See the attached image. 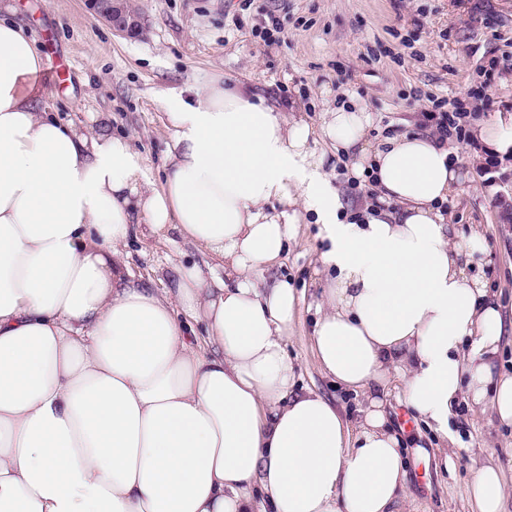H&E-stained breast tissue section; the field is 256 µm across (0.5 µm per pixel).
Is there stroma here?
Masks as SVG:
<instances>
[{
  "label": "stroma",
  "instance_id": "stroma-1",
  "mask_svg": "<svg viewBox=\"0 0 512 512\" xmlns=\"http://www.w3.org/2000/svg\"><path fill=\"white\" fill-rule=\"evenodd\" d=\"M13 3L17 21L59 67L56 82L43 84L44 107L65 121L96 118L130 135L153 175L166 150V94L213 80L243 83L313 125L346 91L368 104L378 138L422 129L434 98L467 99L474 122L512 119V0H134L145 23L134 39L113 34L86 0ZM272 16L282 31L268 44L256 32ZM475 87L480 97L468 98ZM451 147L464 182L448 198V221L463 231L483 229L494 259L489 287L511 307L512 163L471 138ZM323 247L318 225H300L280 269L303 295L288 351L298 362V388L336 402L353 419L367 408L365 397L321 374L308 341ZM126 250L134 277L160 288L172 264L201 258L180 239L148 237L140 224ZM385 406L402 441L416 512H471L469 486L486 460L512 475V429L489 416L460 407L450 423L458 446L445 452L440 436L407 407L399 383H390Z\"/></svg>",
  "mask_w": 512,
  "mask_h": 512
}]
</instances>
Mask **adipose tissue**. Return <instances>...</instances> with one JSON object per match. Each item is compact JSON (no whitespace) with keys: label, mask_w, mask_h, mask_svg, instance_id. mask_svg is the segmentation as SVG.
I'll list each match as a JSON object with an SVG mask.
<instances>
[{"label":"adipose tissue","mask_w":512,"mask_h":512,"mask_svg":"<svg viewBox=\"0 0 512 512\" xmlns=\"http://www.w3.org/2000/svg\"><path fill=\"white\" fill-rule=\"evenodd\" d=\"M45 63L0 0V512H402L393 379L440 433L463 403L512 427V374L494 371L512 317L467 271L493 263L482 236L446 222L447 146L370 140L365 103L337 100L321 132L378 191L352 208L309 125L213 83L169 96L157 183L128 136L42 108ZM309 218L326 243L311 347L337 386L372 390L354 422L297 391L299 300L270 276ZM136 221L212 265L163 290L129 275ZM470 498L505 512L512 483L485 464Z\"/></svg>","instance_id":"ef3b65f1"}]
</instances>
